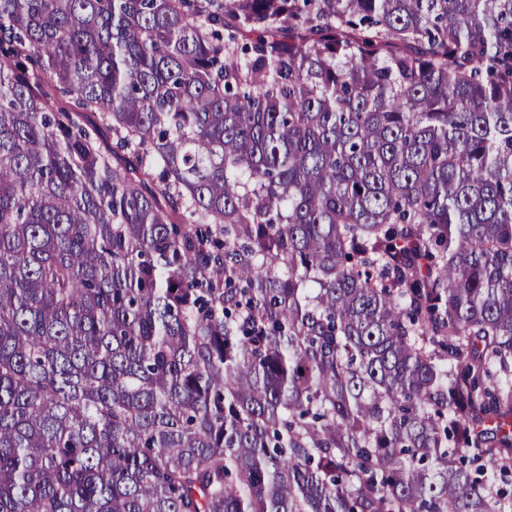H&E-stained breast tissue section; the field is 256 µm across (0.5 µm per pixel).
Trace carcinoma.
<instances>
[{
	"mask_svg": "<svg viewBox=\"0 0 512 512\" xmlns=\"http://www.w3.org/2000/svg\"><path fill=\"white\" fill-rule=\"evenodd\" d=\"M512 0H0V512H512Z\"/></svg>",
	"mask_w": 512,
	"mask_h": 512,
	"instance_id": "carcinoma-1",
	"label": "carcinoma"
}]
</instances>
